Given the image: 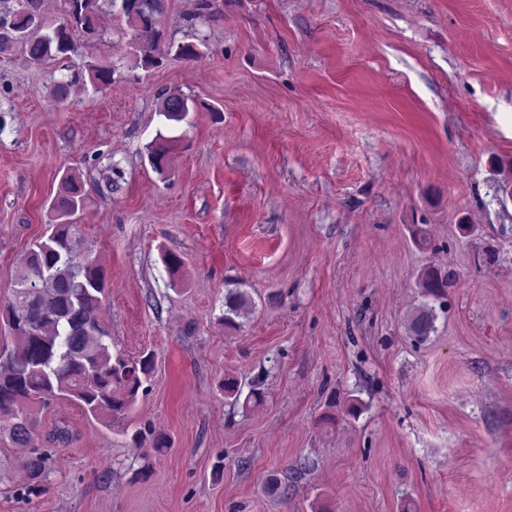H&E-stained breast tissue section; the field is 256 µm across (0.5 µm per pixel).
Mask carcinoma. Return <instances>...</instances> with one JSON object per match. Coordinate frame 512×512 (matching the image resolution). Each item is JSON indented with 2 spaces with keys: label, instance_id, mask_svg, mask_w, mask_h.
<instances>
[{
  "label": "carcinoma",
  "instance_id": "1",
  "mask_svg": "<svg viewBox=\"0 0 512 512\" xmlns=\"http://www.w3.org/2000/svg\"><path fill=\"white\" fill-rule=\"evenodd\" d=\"M66 24H50L42 0H20L19 8L0 15V54L21 50L36 66L54 64L71 52L72 33L96 39L100 33L99 0H65ZM164 0H134L123 12L133 30L130 61L145 70L159 66V47L164 32L158 18ZM189 98L181 93L164 94L159 115L167 121H181L189 112ZM167 138L149 150L150 162L162 174L167 167ZM62 191L52 202L56 223L20 259L13 282L12 297L0 306L7 313L5 323L15 344L0 360V429L8 431L14 444L28 449L23 461L28 482L26 496L42 491L50 451L32 448L34 422L31 405L47 404L65 398L86 414L121 423L154 371L150 354L139 358L112 354V332L100 321L107 291V272L100 264L94 244L83 242L81 225L72 217L83 207L78 183L70 176L62 179ZM453 282V274L427 270L420 282L425 294L441 298ZM251 299L240 288L227 290L224 297V328L240 327L247 316ZM434 309L428 306L414 314L408 332L424 338L433 330Z\"/></svg>",
  "mask_w": 512,
  "mask_h": 512
}]
</instances>
